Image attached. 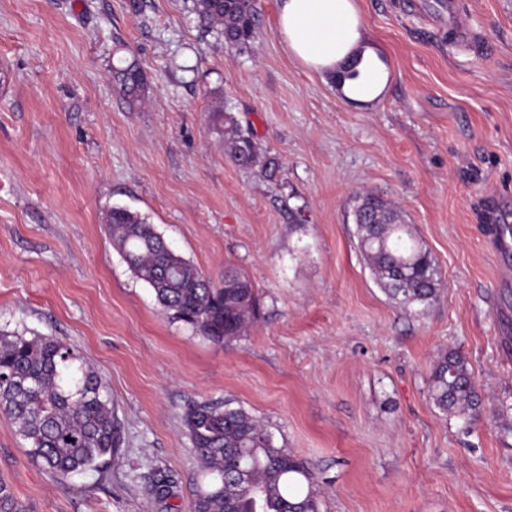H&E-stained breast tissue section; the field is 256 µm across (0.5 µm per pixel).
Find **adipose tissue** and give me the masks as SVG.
Masks as SVG:
<instances>
[{"label":"adipose tissue","mask_w":512,"mask_h":512,"mask_svg":"<svg viewBox=\"0 0 512 512\" xmlns=\"http://www.w3.org/2000/svg\"><path fill=\"white\" fill-rule=\"evenodd\" d=\"M277 36L301 65L335 77L347 100L368 108L382 100L389 66L366 34L357 0H280Z\"/></svg>","instance_id":"1"}]
</instances>
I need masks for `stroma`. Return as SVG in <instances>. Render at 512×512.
Returning <instances> with one entry per match:
<instances>
[{
  "label": "stroma",
  "mask_w": 512,
  "mask_h": 512,
  "mask_svg": "<svg viewBox=\"0 0 512 512\" xmlns=\"http://www.w3.org/2000/svg\"><path fill=\"white\" fill-rule=\"evenodd\" d=\"M359 0L390 75L372 110L301 66L255 0L246 49L204 33L191 0H0V334L54 336L102 377L121 445L100 473L54 477L0 413V482L23 512H190L209 478L194 401L233 402L311 467L320 512H512V257L478 230L512 211V0ZM136 63L138 101L112 69ZM281 169L239 167L214 111ZM394 204L434 257L424 311L391 301L357 248L355 193ZM125 207L215 285L259 300L217 345L176 321L113 247ZM459 351L480 399L470 431L429 398ZM170 492L158 498L157 481ZM453 0H448V20L447 24L441 19L438 26L448 31V40L469 41L474 39V35L470 32L462 22L460 14L454 9Z\"/></svg>",
  "instance_id": "35a3bbf8"
}]
</instances>
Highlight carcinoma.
<instances>
[{
  "mask_svg": "<svg viewBox=\"0 0 512 512\" xmlns=\"http://www.w3.org/2000/svg\"><path fill=\"white\" fill-rule=\"evenodd\" d=\"M191 12L204 32L239 49L256 33L255 0H192ZM113 79L132 99L144 85L134 62L113 68ZM216 120L224 125V143L238 166L259 167L270 175L279 170V161L259 152L253 134L232 113L222 111ZM354 202L358 248L376 283L405 309L430 304L440 276L431 253L381 197L357 194ZM108 228L130 270L154 290L173 319L222 344L239 336L255 317L257 299L248 278L227 271L224 285L215 286L190 261L167 251L153 225L128 209L112 208ZM78 360L76 349L59 339L0 336V412L13 420L29 455L62 479L101 470L120 447L106 386ZM429 392L442 413L472 424L475 382L458 351L450 349L434 362ZM184 424L203 470L212 476L191 512H319L309 467L277 446L268 428L243 408L228 400L222 406L196 402L188 407ZM0 512H22L4 483Z\"/></svg>",
  "mask_w": 512,
  "mask_h": 512,
  "instance_id": "obj_1",
  "label": "carcinoma"
}]
</instances>
